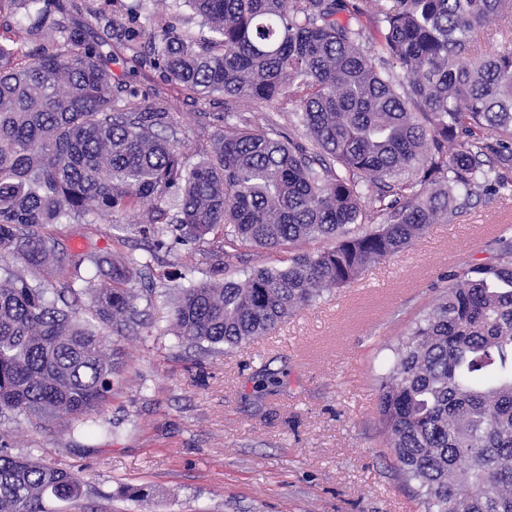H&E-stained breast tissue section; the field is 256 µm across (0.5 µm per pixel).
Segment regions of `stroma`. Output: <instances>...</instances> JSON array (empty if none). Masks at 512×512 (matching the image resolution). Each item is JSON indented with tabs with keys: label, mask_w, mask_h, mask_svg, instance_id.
Wrapping results in <instances>:
<instances>
[{
	"label": "stroma",
	"mask_w": 512,
	"mask_h": 512,
	"mask_svg": "<svg viewBox=\"0 0 512 512\" xmlns=\"http://www.w3.org/2000/svg\"><path fill=\"white\" fill-rule=\"evenodd\" d=\"M136 4L72 0L70 19L112 51L113 77L171 104L190 162L200 159L199 140L221 130L218 113L263 112L289 128L291 115L275 102L229 104L217 94L198 103L161 71L139 67L106 22ZM510 225L512 193L475 200L458 220L432 225L354 284L219 354L170 330L168 298L183 286V273L195 281L214 274L205 244L168 241L151 262L157 298L149 326L108 344L118 372L101 413L87 416L78 431L64 419L1 418L0 441L12 453L34 449L82 472L83 496L50 501L49 512H418L381 443L372 371L377 349L434 299L442 273L490 260L493 239ZM53 232L75 254L116 257L136 241L107 216ZM264 368L278 372L283 384L260 398L254 381ZM105 419L111 432L98 429ZM130 488L143 489L144 497L128 500Z\"/></svg>",
	"instance_id": "stroma-1"
}]
</instances>
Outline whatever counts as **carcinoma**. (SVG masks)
Here are the masks:
<instances>
[{
	"label": "carcinoma",
	"instance_id": "carcinoma-1",
	"mask_svg": "<svg viewBox=\"0 0 512 512\" xmlns=\"http://www.w3.org/2000/svg\"><path fill=\"white\" fill-rule=\"evenodd\" d=\"M18 2L38 10L20 35L0 21V417L100 411L108 336L139 335L153 306L154 289L135 287L148 259L130 252L105 272L97 255L70 254L57 224L140 214L136 232L157 249L169 232L201 241L219 228L214 258L288 250L285 266L177 289L175 335L216 350L270 333L512 186V49L471 45L512 0H184L207 29L197 36L112 16L140 65L197 99L274 101L305 139L228 112L195 164L172 107L112 79L68 0ZM493 244V261L441 278L375 374L384 446L420 512H512V229ZM9 256L54 265L63 287L47 297ZM280 385L264 369L254 392ZM85 485L0 448V512H47Z\"/></svg>",
	"mask_w": 512,
	"mask_h": 512
}]
</instances>
